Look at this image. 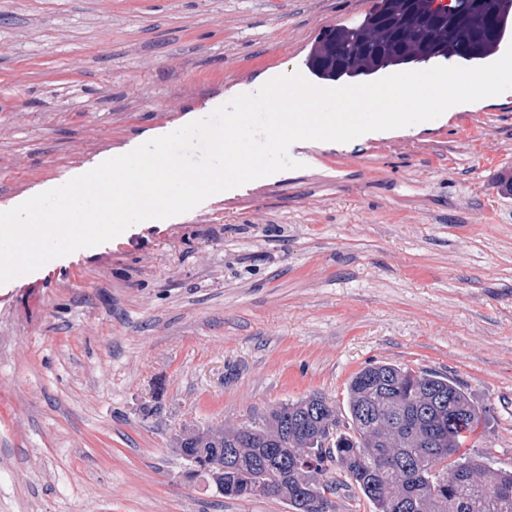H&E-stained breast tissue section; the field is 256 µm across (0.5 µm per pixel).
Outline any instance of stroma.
<instances>
[{
	"instance_id": "obj_1",
	"label": "stroma",
	"mask_w": 512,
	"mask_h": 512,
	"mask_svg": "<svg viewBox=\"0 0 512 512\" xmlns=\"http://www.w3.org/2000/svg\"><path fill=\"white\" fill-rule=\"evenodd\" d=\"M382 0H0V210L207 118ZM0 284V512H291L187 479L183 433L378 363L447 375L512 469V90L346 143Z\"/></svg>"
}]
</instances>
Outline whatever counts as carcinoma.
Here are the masks:
<instances>
[{"label":"carcinoma","instance_id":"1","mask_svg":"<svg viewBox=\"0 0 512 512\" xmlns=\"http://www.w3.org/2000/svg\"><path fill=\"white\" fill-rule=\"evenodd\" d=\"M495 26L473 15L431 19L424 0H383L366 24L338 28L312 54L324 77L365 73L408 56L465 58L464 44L489 51L505 11L486 0ZM348 421L339 430L336 407L313 394L272 410L258 423L210 434L192 430L176 440L186 473L207 474L226 498H277L293 512H336L340 489L352 486L374 512H512V471L492 472L488 458L465 444L469 424L482 420L469 395L448 377L379 363L347 386ZM336 431L323 446L328 430ZM224 461V470L214 466Z\"/></svg>","mask_w":512,"mask_h":512}]
</instances>
